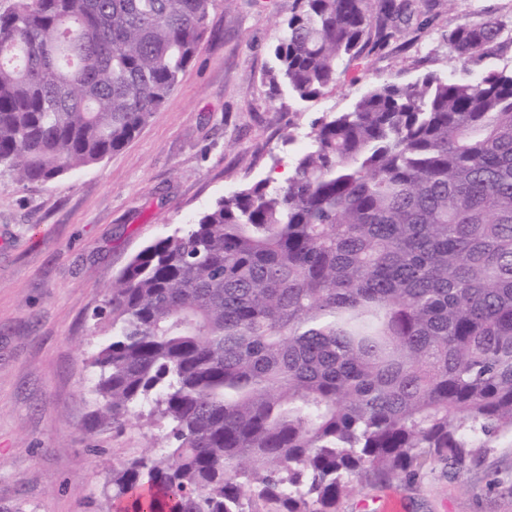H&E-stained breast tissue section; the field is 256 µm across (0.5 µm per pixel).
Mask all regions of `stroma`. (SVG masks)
Here are the masks:
<instances>
[{"instance_id":"35a3bbf8","label":"stroma","mask_w":512,"mask_h":512,"mask_svg":"<svg viewBox=\"0 0 512 512\" xmlns=\"http://www.w3.org/2000/svg\"><path fill=\"white\" fill-rule=\"evenodd\" d=\"M296 0H217L191 64L160 112L101 163L48 184L0 176V512H111L113 467L141 453L143 424L97 427L89 358L108 334L92 315L128 261L224 194L292 167L313 123L374 86L460 72L457 17L512 30V0H431L429 15L308 101L271 96L269 48ZM400 512H512V442L452 475L359 486Z\"/></svg>"}]
</instances>
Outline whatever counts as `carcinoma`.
<instances>
[{"label": "carcinoma", "instance_id": "obj_1", "mask_svg": "<svg viewBox=\"0 0 512 512\" xmlns=\"http://www.w3.org/2000/svg\"><path fill=\"white\" fill-rule=\"evenodd\" d=\"M215 0L0 11V174L46 184L160 111ZM413 0H299L271 96H319ZM496 18L457 19L464 64ZM285 184L217 199L112 281L100 424L162 431L106 481L116 512H336L358 484L457 473L512 440V69L370 89Z\"/></svg>", "mask_w": 512, "mask_h": 512}]
</instances>
